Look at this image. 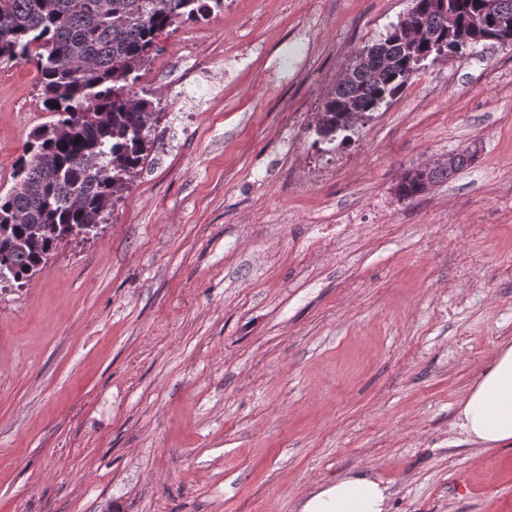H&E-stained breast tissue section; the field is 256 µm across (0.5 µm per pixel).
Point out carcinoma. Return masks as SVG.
<instances>
[{"mask_svg": "<svg viewBox=\"0 0 512 512\" xmlns=\"http://www.w3.org/2000/svg\"><path fill=\"white\" fill-rule=\"evenodd\" d=\"M492 1L505 24L480 32V44L512 46V0H451L448 16L424 9L430 40L453 52L472 17ZM224 11V0H0V63L35 65L43 111L15 162L13 186L0 194V282L26 285L57 245L89 233L143 169L152 131L162 119L154 102L133 91L158 39L185 19ZM375 54L326 96L323 113L336 119L377 111L407 86L411 58L426 42L373 44ZM462 155L432 170L446 181L464 169Z\"/></svg>", "mask_w": 512, "mask_h": 512, "instance_id": "cac0c4a2", "label": "carcinoma"}]
</instances>
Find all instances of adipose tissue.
Returning a JSON list of instances; mask_svg holds the SVG:
<instances>
[{"label":"adipose tissue","mask_w":512,"mask_h":512,"mask_svg":"<svg viewBox=\"0 0 512 512\" xmlns=\"http://www.w3.org/2000/svg\"><path fill=\"white\" fill-rule=\"evenodd\" d=\"M467 443L482 448L512 446V343L501 345L490 366L459 403ZM387 484L365 470L345 474L301 499L299 512H389Z\"/></svg>","instance_id":"adipose-tissue-1"}]
</instances>
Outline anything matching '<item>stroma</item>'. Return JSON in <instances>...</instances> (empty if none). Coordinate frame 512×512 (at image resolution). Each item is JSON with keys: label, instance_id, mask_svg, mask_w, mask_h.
Wrapping results in <instances>:
<instances>
[{"label": "stroma", "instance_id": "stroma-1", "mask_svg": "<svg viewBox=\"0 0 512 512\" xmlns=\"http://www.w3.org/2000/svg\"><path fill=\"white\" fill-rule=\"evenodd\" d=\"M409 5L225 0L160 39L144 168L96 233L0 284V512H296L356 468L390 512H512V447L458 419L512 343V47L316 131ZM46 119L34 66L0 65V191Z\"/></svg>", "mask_w": 512, "mask_h": 512}]
</instances>
